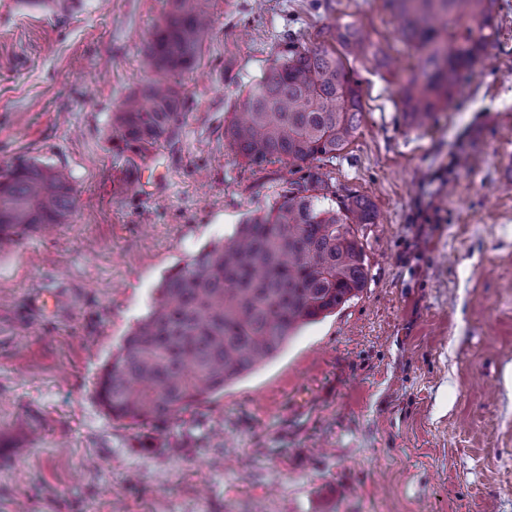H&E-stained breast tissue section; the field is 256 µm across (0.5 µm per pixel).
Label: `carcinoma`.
<instances>
[{
	"label": "carcinoma",
	"mask_w": 512,
	"mask_h": 512,
	"mask_svg": "<svg viewBox=\"0 0 512 512\" xmlns=\"http://www.w3.org/2000/svg\"><path fill=\"white\" fill-rule=\"evenodd\" d=\"M416 53L398 89L407 125L420 130L448 109L466 72L499 35L498 0H385ZM147 45L160 79L130 92L112 113V143H170L183 115V76L195 66L211 0H169ZM340 49L289 43L236 104L224 130L250 167L280 163L308 172L225 243L198 252L160 281L158 297L104 367L97 389L112 418L165 423L265 365L303 325L367 286L355 224L376 220L364 196H338L323 167L352 142L363 113L359 81L344 62L365 49L351 24ZM73 186L61 172L20 163L0 172V250L25 233L67 223Z\"/></svg>",
	"instance_id": "obj_1"
}]
</instances>
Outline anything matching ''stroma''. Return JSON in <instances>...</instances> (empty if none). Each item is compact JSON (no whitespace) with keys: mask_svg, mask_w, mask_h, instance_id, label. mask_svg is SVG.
Here are the masks:
<instances>
[{"mask_svg":"<svg viewBox=\"0 0 512 512\" xmlns=\"http://www.w3.org/2000/svg\"><path fill=\"white\" fill-rule=\"evenodd\" d=\"M167 2L50 18L0 0V170H65L76 197L69 223L0 251V512H512V0L424 131L397 107L416 58L384 0H213L178 139L121 152L110 116L155 78ZM339 23L399 62L350 59L364 112L327 166L377 212L354 227L366 288L177 421L113 419L98 379L163 274L303 178L234 156V102L287 41ZM143 164L162 184L149 201L132 185ZM54 289L59 310L31 315Z\"/></svg>","mask_w":512,"mask_h":512,"instance_id":"1","label":"stroma"}]
</instances>
